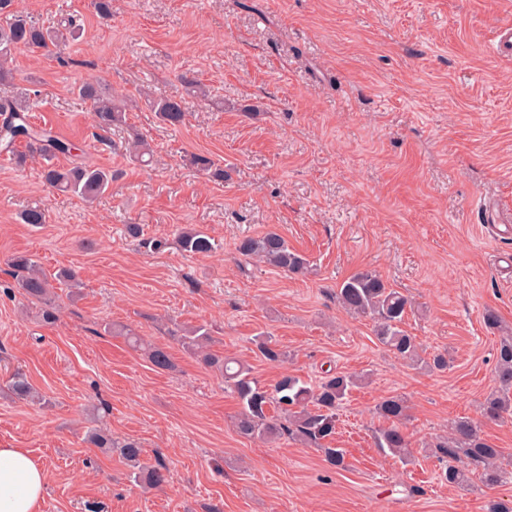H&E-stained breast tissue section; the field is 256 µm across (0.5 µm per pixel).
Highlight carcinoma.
<instances>
[{
  "label": "carcinoma",
  "instance_id": "1",
  "mask_svg": "<svg viewBox=\"0 0 512 512\" xmlns=\"http://www.w3.org/2000/svg\"><path fill=\"white\" fill-rule=\"evenodd\" d=\"M14 0H0V84L7 81L10 72L7 64L19 49H41L61 52L79 25L71 18L56 27H44L13 11ZM184 87L197 99L211 97L209 87L186 73L180 76ZM77 96L90 104L96 128L103 132L100 141L108 142L106 134L125 122V112L136 100H118L96 81H81L76 87ZM156 113L158 119L171 129L180 128L186 119V103L178 95H151L139 91ZM26 101L19 95L0 96V152L12 153L19 160L25 154L16 152L24 144L28 152L38 154L47 161L42 172L44 182L51 188L71 193L92 204L100 199L112 184V171L83 160L69 166H58L53 160L58 155L71 153V145L53 135L51 131L30 123ZM190 164L217 181L224 180V167L205 154H192ZM175 242L180 250L193 255H208L215 243L204 232L194 227L176 230ZM237 253L245 259H257L285 273L304 275L309 272V260L289 247L286 239L274 230L239 239ZM14 269L17 287L26 295L39 300L43 307L41 316L46 322L56 320L51 301V280L39 271L36 262L25 256L8 260ZM336 300L347 312L371 318L375 323L377 341L395 356L418 362L421 360L415 337L402 328L411 309L409 297L390 288L377 274L358 272L342 281L336 288ZM189 346L204 347L211 341L207 328L197 326L183 337ZM261 356L268 361H280L286 354L270 339L257 344ZM151 364L160 370L172 368L168 351L159 346L148 350ZM205 365L224 375V382L237 394L241 410L235 420L237 432L247 438L273 442L287 436L306 445L319 447L325 461L334 467L343 465V452L327 448L325 442L336 434L337 414L342 401L356 381L351 376L329 374L311 386L300 378L285 374L270 388L261 385L250 375L248 367L226 360L211 352L202 356ZM496 376L498 388L482 403V417L487 422H500L512 417V337L502 340L497 351ZM277 413H270V409ZM384 421L375 434L376 446L401 461L409 462L407 448L410 441L403 426L408 419L406 401L399 396L384 399L378 407ZM87 441L97 448H115L131 468L132 477L150 487L167 482L164 467H146L141 464L142 448L135 440L115 443L102 432L93 431ZM434 454L445 462L441 477L450 484L468 480L470 467L482 468L481 482L489 487L506 479L500 466L502 450L484 437L481 424L468 417H459L449 427L448 437L434 445Z\"/></svg>",
  "mask_w": 512,
  "mask_h": 512
}]
</instances>
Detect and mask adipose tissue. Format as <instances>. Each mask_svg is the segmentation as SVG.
<instances>
[{
    "instance_id": "adipose-tissue-1",
    "label": "adipose tissue",
    "mask_w": 512,
    "mask_h": 512,
    "mask_svg": "<svg viewBox=\"0 0 512 512\" xmlns=\"http://www.w3.org/2000/svg\"><path fill=\"white\" fill-rule=\"evenodd\" d=\"M48 485L43 466L24 448H0V512H39Z\"/></svg>"
}]
</instances>
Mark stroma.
Wrapping results in <instances>:
<instances>
[{
	"label": "stroma",
	"mask_w": 512,
	"mask_h": 512,
	"mask_svg": "<svg viewBox=\"0 0 512 512\" xmlns=\"http://www.w3.org/2000/svg\"><path fill=\"white\" fill-rule=\"evenodd\" d=\"M41 25L64 18L80 36L63 58L22 49L0 95L33 90L31 119L77 145L81 159L116 177L92 205L49 189L44 161L0 153V448H25L45 468L41 512H486L512 500V479L442 481L431 444L460 417L481 420L498 386L497 349L512 336V237L480 204L512 211V58L492 50L512 25V0H112L100 20L91 0H14ZM190 73L217 102L188 98L179 131L146 104L97 143L90 108L74 92L94 79L114 96L181 92ZM144 136L143 166L125 144ZM220 161L221 182L190 166ZM39 207L47 222L21 223ZM142 225L161 251L124 234ZM195 225L219 245L181 251L176 229ZM276 230L315 271L288 276L240 257L239 238ZM46 272L77 270L56 285L55 322L17 288L9 256ZM373 271L408 295L404 328L421 363L396 358L373 323L347 314L337 286ZM501 326L488 329L486 312ZM167 349L157 370L113 326ZM206 326L211 350L273 385L288 373L317 383L324 371L360 377L339 410L333 447L241 437L240 409L222 375L185 349L183 330ZM285 351L271 363L254 336ZM448 358L436 370L424 362ZM26 374L36 402L16 398ZM409 406L412 461L375 445L376 407ZM102 427L142 446V461L169 480L145 488L124 460L84 439Z\"/></svg>",
	"instance_id": "obj_1"
}]
</instances>
